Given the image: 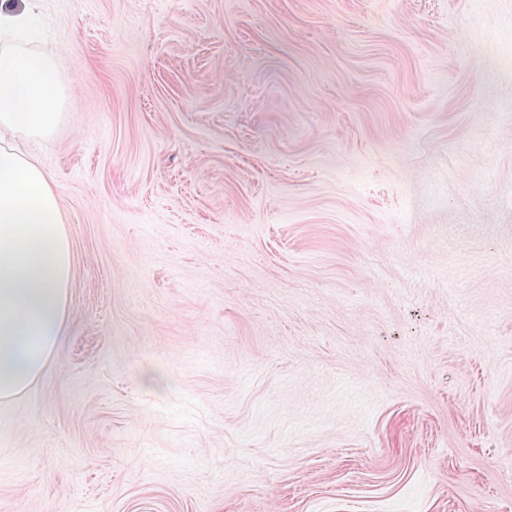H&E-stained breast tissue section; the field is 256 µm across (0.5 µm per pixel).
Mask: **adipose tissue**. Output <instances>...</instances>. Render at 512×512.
<instances>
[{
  "instance_id": "1",
  "label": "adipose tissue",
  "mask_w": 512,
  "mask_h": 512,
  "mask_svg": "<svg viewBox=\"0 0 512 512\" xmlns=\"http://www.w3.org/2000/svg\"><path fill=\"white\" fill-rule=\"evenodd\" d=\"M65 93L52 57L0 50V400L42 375L68 314L72 251L55 183L13 138H52Z\"/></svg>"
}]
</instances>
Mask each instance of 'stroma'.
Returning a JSON list of instances; mask_svg holds the SVG:
<instances>
[{"instance_id": "stroma-1", "label": "stroma", "mask_w": 512, "mask_h": 512, "mask_svg": "<svg viewBox=\"0 0 512 512\" xmlns=\"http://www.w3.org/2000/svg\"><path fill=\"white\" fill-rule=\"evenodd\" d=\"M68 317L0 512H512V0H38Z\"/></svg>"}]
</instances>
